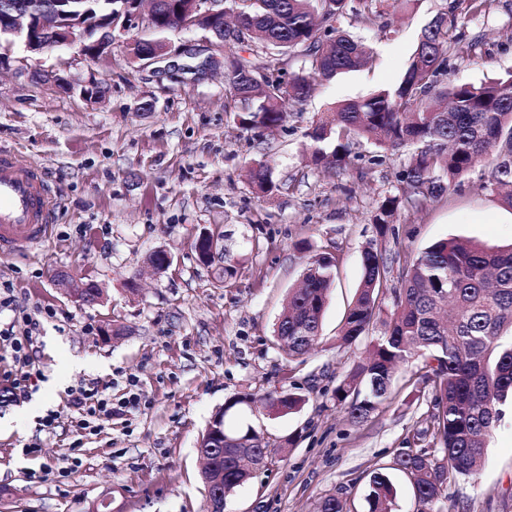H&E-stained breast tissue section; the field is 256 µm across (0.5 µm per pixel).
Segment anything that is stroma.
Returning <instances> with one entry per match:
<instances>
[{"label":"stroma","instance_id":"stroma-1","mask_svg":"<svg viewBox=\"0 0 512 512\" xmlns=\"http://www.w3.org/2000/svg\"><path fill=\"white\" fill-rule=\"evenodd\" d=\"M448 0H378L381 27L346 13L337 27L372 48V68L319 85L274 132L244 129L226 90L224 69L160 73L128 56L124 43L100 61L77 46L9 47L0 71V149L39 167L55 201L48 238L26 254L0 256V284L15 305L0 307V329L16 307L39 312L28 392L0 402V512H88L111 498L112 512H206L197 442L232 398L225 426H252L272 450L269 465L228 499L225 512H316L330 493L348 512H366L372 472L390 468L392 512H417L409 480L392 464L423 427L431 395L419 363L398 369L393 393L366 422L351 423L333 390L370 339L340 348L336 338L363 275L362 253L377 238L373 215L395 194L412 150L364 145L348 171L333 177L309 166L304 134L322 112L395 85L421 30ZM482 36L478 60H455L449 80L476 83L512 70V0L472 18ZM66 78L47 81L46 73ZM97 82L91 99L83 90ZM266 162L281 192L258 195L249 179ZM218 236L212 264L194 249L200 233ZM450 238L512 243V208L466 177L424 210L400 209L382 247L419 254ZM166 251L155 272L148 256ZM335 259V281L320 343L290 365L275 323L298 287L308 256ZM233 276H225L226 266ZM95 282L103 294L85 304L56 288V270ZM97 385L112 397L94 432L77 436L72 389ZM304 397L289 414L271 412L268 395ZM56 413L53 428L43 421ZM37 447L34 456L23 448ZM76 453L77 465L59 462ZM41 472L31 481L29 471ZM448 512H512V411L491 438L477 482H449Z\"/></svg>","mask_w":512,"mask_h":512}]
</instances>
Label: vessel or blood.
I'll list each match as a JSON object with an SVG mask.
<instances>
[{
	"label": "vessel or blood",
	"mask_w": 512,
	"mask_h": 512,
	"mask_svg": "<svg viewBox=\"0 0 512 512\" xmlns=\"http://www.w3.org/2000/svg\"><path fill=\"white\" fill-rule=\"evenodd\" d=\"M54 208L40 170L18 164L13 154L0 150V253L19 254L43 242Z\"/></svg>",
	"instance_id": "1"
}]
</instances>
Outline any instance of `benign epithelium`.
I'll list each match as a JSON object with an SVG mask.
<instances>
[{"label":"benign epithelium","mask_w":512,"mask_h":512,"mask_svg":"<svg viewBox=\"0 0 512 512\" xmlns=\"http://www.w3.org/2000/svg\"><path fill=\"white\" fill-rule=\"evenodd\" d=\"M81 0H22L14 5L8 0L0 3V34H8L23 41L30 53H41L50 47L68 46L78 43L79 54L98 60L107 55L112 44L120 37L134 29H149L155 23L153 16L144 11L141 0H121L120 9L111 16V20L99 27L96 39H89L85 31L88 24L74 18L68 11L72 4ZM226 6L224 0H191L190 12L194 16L178 14L173 22L178 30L191 29L198 26L204 19H224ZM133 48L134 60L146 66L161 63L173 57H185L197 61L191 67L194 72H206L224 64V28L213 30V34H202L200 41H185L178 45L166 41L163 50L153 46L136 44V38L126 40ZM218 245V238L203 233L197 238L196 252L201 261H211ZM56 286L64 293L78 298L87 304H94L101 299L96 295L87 294L88 285L73 281L70 276L60 271L56 273ZM206 442L210 448H222L226 443L240 444L245 442L241 437L224 433V416L218 413L209 422L206 431Z\"/></svg>","instance_id":"7a95c632"}]
</instances>
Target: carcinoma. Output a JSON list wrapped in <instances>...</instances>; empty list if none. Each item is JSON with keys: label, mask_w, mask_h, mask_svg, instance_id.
Segmentation results:
<instances>
[{"label": "carcinoma", "mask_w": 512, "mask_h": 512, "mask_svg": "<svg viewBox=\"0 0 512 512\" xmlns=\"http://www.w3.org/2000/svg\"><path fill=\"white\" fill-rule=\"evenodd\" d=\"M373 0H227L258 49L251 59L224 56L228 93L240 104L244 128L274 130L288 121V106L300 105L322 81L366 68L374 53L344 34L334 22L346 11L366 28L378 23ZM460 0L424 28L401 80L369 97L348 100L322 116L305 132L308 163L338 176L363 143L382 149L413 148L412 161L399 173V194L384 199L373 222L379 235L390 230L401 204L422 208L478 167L488 168L481 188L501 189L512 208V72L478 84L448 83L454 59L470 57L480 43L467 38ZM188 0H158L159 17L144 38L162 48L171 17L189 10ZM302 60L293 69L290 61ZM252 178L264 193L282 186L258 164ZM399 267L400 287L392 289L395 310L380 321L389 265ZM363 277L344 316L340 345L351 346L377 323L367 354L336 385V407L353 423L367 419L388 400L395 370L423 359L421 382L431 388L427 426L407 444L425 440L434 454L411 448L399 452L395 468L410 475L420 509L444 512L443 493L450 480H478L489 439L512 400V245L488 246L451 238L415 258L387 256L370 244L362 255ZM328 253L307 262L302 286L291 289L274 328L288 363L308 354L320 339L322 315L334 280ZM295 393L269 397L277 414L298 409ZM224 472L222 488L202 477L206 495L219 490L230 498L251 477L233 455L217 453ZM394 488L376 471L366 497L368 512H390ZM317 512H344L340 496L328 494Z\"/></svg>", "instance_id": "cac0c4a2"}]
</instances>
